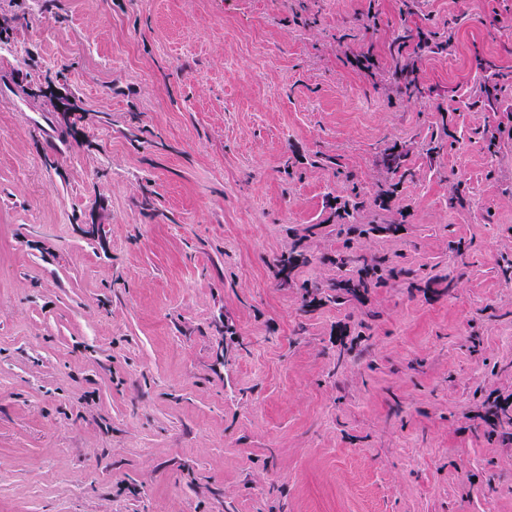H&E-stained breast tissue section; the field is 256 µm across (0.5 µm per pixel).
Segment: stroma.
<instances>
[{
	"instance_id": "1",
	"label": "stroma",
	"mask_w": 512,
	"mask_h": 512,
	"mask_svg": "<svg viewBox=\"0 0 512 512\" xmlns=\"http://www.w3.org/2000/svg\"><path fill=\"white\" fill-rule=\"evenodd\" d=\"M511 262L512 0H0V512H512ZM357 261L362 260L363 266L358 268L353 276H342L331 283L329 298L336 303H343L349 297H356L374 288L379 283L382 275L378 272L387 271L389 276H394V268L384 267L385 258H372L371 263L365 257H355ZM376 276V277H375Z\"/></svg>"
}]
</instances>
